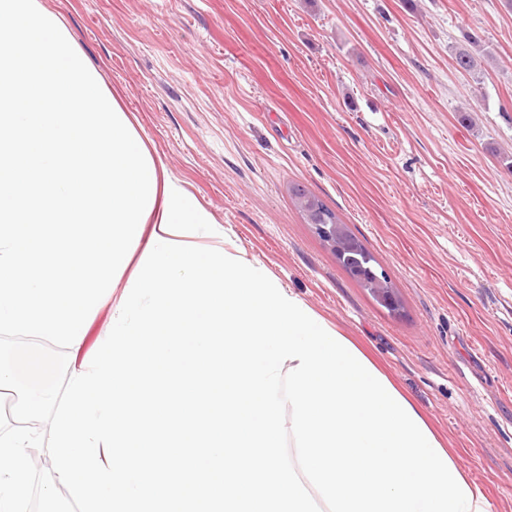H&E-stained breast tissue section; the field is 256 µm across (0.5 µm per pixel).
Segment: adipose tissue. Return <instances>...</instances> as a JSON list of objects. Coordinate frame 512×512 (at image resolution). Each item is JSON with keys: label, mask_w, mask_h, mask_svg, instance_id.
Masks as SVG:
<instances>
[{"label": "adipose tissue", "mask_w": 512, "mask_h": 512, "mask_svg": "<svg viewBox=\"0 0 512 512\" xmlns=\"http://www.w3.org/2000/svg\"><path fill=\"white\" fill-rule=\"evenodd\" d=\"M2 184L0 334L73 356L152 234L224 235L41 0H0Z\"/></svg>", "instance_id": "ef3b65f1"}]
</instances>
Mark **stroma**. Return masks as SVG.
I'll use <instances>...</instances> for the list:
<instances>
[{
  "instance_id": "stroma-1",
  "label": "stroma",
  "mask_w": 512,
  "mask_h": 512,
  "mask_svg": "<svg viewBox=\"0 0 512 512\" xmlns=\"http://www.w3.org/2000/svg\"><path fill=\"white\" fill-rule=\"evenodd\" d=\"M241 251L420 410L512 512V7L506 0H43ZM480 37L481 79L453 47ZM373 253L349 276L289 192ZM353 242L355 243L357 250L355 253L341 256L336 252V258L344 267V269L350 274V276L356 279L363 288H367L376 299L378 297L389 307L396 308L398 305L397 300L394 295L393 288H390L389 283L378 276H376V279L379 288H375L372 283L370 274L371 272H376L374 268V263H376L374 256L356 237ZM371 288H373L377 297Z\"/></svg>"
}]
</instances>
